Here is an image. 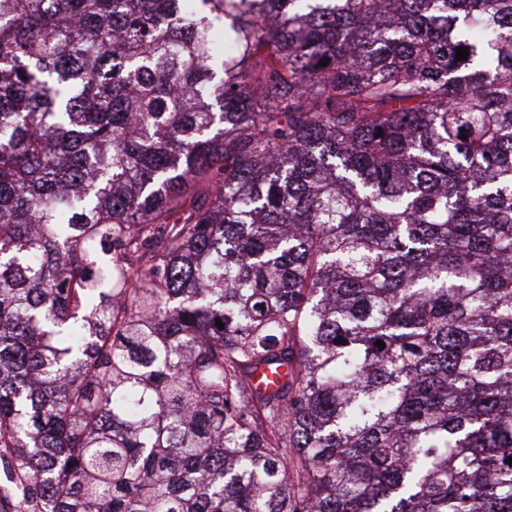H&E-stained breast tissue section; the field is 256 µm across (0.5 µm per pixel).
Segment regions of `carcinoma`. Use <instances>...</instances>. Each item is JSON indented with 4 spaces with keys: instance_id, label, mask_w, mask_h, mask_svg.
I'll list each match as a JSON object with an SVG mask.
<instances>
[{
    "instance_id": "1",
    "label": "carcinoma",
    "mask_w": 512,
    "mask_h": 512,
    "mask_svg": "<svg viewBox=\"0 0 512 512\" xmlns=\"http://www.w3.org/2000/svg\"><path fill=\"white\" fill-rule=\"evenodd\" d=\"M510 457L512 0H0V512H512Z\"/></svg>"
}]
</instances>
